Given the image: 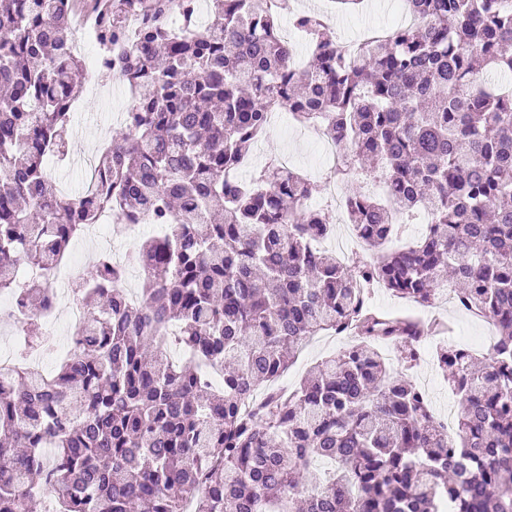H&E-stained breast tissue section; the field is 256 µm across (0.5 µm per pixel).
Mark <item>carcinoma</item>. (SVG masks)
Wrapping results in <instances>:
<instances>
[{"mask_svg": "<svg viewBox=\"0 0 512 512\" xmlns=\"http://www.w3.org/2000/svg\"><path fill=\"white\" fill-rule=\"evenodd\" d=\"M130 2L110 0L105 43L125 41ZM208 3L189 33L172 15L192 22L195 0H138L137 43L104 63L134 89V116L79 199L46 178L82 70L62 0H0V293L23 328L100 212L165 227L134 251L143 304L100 258L78 289L92 308L79 347L42 378L0 373V512H35L47 488L59 512H183L189 497L195 512H512V8L409 0L415 23L350 56L317 14L292 10L312 50L291 68L277 11ZM281 109L323 115L346 221L376 261L315 246L336 225L305 205L301 174L269 164L227 180ZM421 211L416 244L387 247ZM374 285L424 307L450 287L493 323L483 362L436 351L461 407L453 429L376 348L397 345L411 367L431 326L369 305ZM170 327L183 359L162 345ZM347 331L353 343L294 392L270 389L309 339Z\"/></svg>", "mask_w": 512, "mask_h": 512, "instance_id": "1", "label": "carcinoma"}]
</instances>
